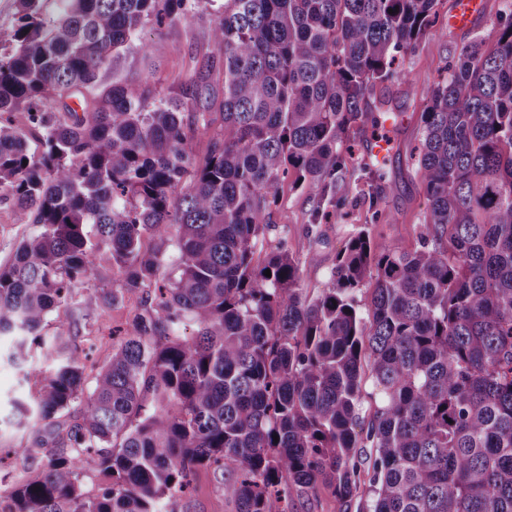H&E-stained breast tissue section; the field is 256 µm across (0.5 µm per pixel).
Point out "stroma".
Returning <instances> with one entry per match:
<instances>
[{
  "label": "stroma",
  "mask_w": 512,
  "mask_h": 512,
  "mask_svg": "<svg viewBox=\"0 0 512 512\" xmlns=\"http://www.w3.org/2000/svg\"><path fill=\"white\" fill-rule=\"evenodd\" d=\"M454 2L439 0L437 22L405 57L401 76L375 91L373 100L380 111L400 116L390 134L393 146L382 175L366 183L350 178L340 181L335 207L328 218L319 221L312 218L316 201L309 191L296 189L287 181L279 186L273 222L287 226L291 250L304 263L302 286L310 294H318L325 287L338 254L360 225H371L375 249L396 245L411 250L418 245L426 199L416 175L413 149L419 140V117L426 95L436 83L439 70L472 38L494 40L492 22L503 4V0H484L482 16L470 27L462 28L448 23ZM211 21L210 5L200 0L198 7L175 25L144 32L143 43L153 46L151 55H144L140 45L133 46L102 72V81L108 83L117 76L132 85L159 82L163 87L178 89L191 77L196 57L215 50L210 39ZM36 231V226L19 222L11 205L0 203V265L10 263L18 244ZM13 350V337L0 336V434L18 440L22 433L11 423L14 404L32 399L36 386L34 379L24 378L12 362ZM183 506L184 512H234L221 477L209 469L196 474Z\"/></svg>",
  "instance_id": "obj_1"
}]
</instances>
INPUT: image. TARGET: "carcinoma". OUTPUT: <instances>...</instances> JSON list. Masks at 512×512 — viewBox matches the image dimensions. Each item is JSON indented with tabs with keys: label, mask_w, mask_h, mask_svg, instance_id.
Wrapping results in <instances>:
<instances>
[{
	"label": "carcinoma",
	"mask_w": 512,
	"mask_h": 512,
	"mask_svg": "<svg viewBox=\"0 0 512 512\" xmlns=\"http://www.w3.org/2000/svg\"><path fill=\"white\" fill-rule=\"evenodd\" d=\"M198 2L17 0L0 202L39 232L0 266V335L40 382L14 424L43 425L0 441V468L33 471L0 512H182L201 468L230 477L236 512H291V492L322 486L343 512L362 487V512H512V2L495 41L473 38L427 94L418 248L377 252L360 227L314 297L288 226L266 246L278 186L328 216L345 142L437 0H205L220 55L189 83L99 82ZM128 294L138 311L92 374L83 337L42 334L56 309L78 327ZM34 345L50 370L29 363Z\"/></svg>",
	"instance_id": "1"
}]
</instances>
